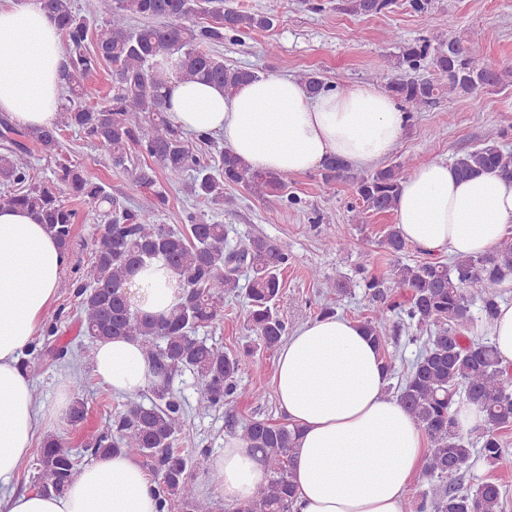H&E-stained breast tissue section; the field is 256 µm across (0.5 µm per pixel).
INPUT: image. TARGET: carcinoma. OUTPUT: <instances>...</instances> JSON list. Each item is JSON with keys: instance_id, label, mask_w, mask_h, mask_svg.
I'll use <instances>...</instances> for the list:
<instances>
[{"instance_id": "1", "label": "carcinoma", "mask_w": 512, "mask_h": 512, "mask_svg": "<svg viewBox=\"0 0 512 512\" xmlns=\"http://www.w3.org/2000/svg\"><path fill=\"white\" fill-rule=\"evenodd\" d=\"M67 43L62 65L65 95L54 127L26 129L6 115L0 116V206L28 208L69 250L77 212L64 196L80 198L102 212L104 223L93 237V261L79 286L80 325L90 343L83 357L94 358L96 343L129 339L155 347L151 362L160 382L146 404L126 398L123 409L108 421L90 445L94 456L127 453L148 468L156 483L159 512H212L196 475L209 470L208 456L186 457L176 448L185 418L184 403L169 387L173 376L191 372L198 380L197 409L207 413L224 405L238 388L239 361L206 339L196 336L222 318L224 296L240 292L238 272L245 268L246 319L262 344L273 349L288 334L279 311L282 276L289 255L278 243L254 237L238 249L226 245L224 225L201 212H184L185 230L161 222L166 196L154 189L156 171L170 184L185 183L188 194L211 206H224V187L239 186L263 197L284 194L286 173L251 170L225 148L217 161L206 164L195 152L197 144L212 137H189L168 118L159 87L157 57L177 58L182 80L220 84L226 88L258 78L249 68L224 63L218 52L224 38L273 26L281 0H267L265 11L254 13L224 6V0H98L91 17L77 14L71 0H44ZM394 0H338L336 9L350 15L385 12ZM111 64L112 96L95 103L97 88L89 76L101 63ZM400 64L412 71L431 67L432 80L394 78L388 91L411 111H420L450 90L469 96L497 87L512 77V67L491 57H476L461 37L450 35L437 44L420 39L403 47ZM308 92L317 95L332 84L317 72L302 75ZM82 134L112 165L128 169L133 149L149 163L135 165V182L149 193L133 207L112 196L107 186L83 169L61 158L60 131ZM54 159L51 177L33 181L35 154ZM453 165L461 176L488 171L512 177V151L492 143L458 155ZM322 180L353 179L358 207L363 212L387 213L394 209L404 178L399 165L385 166L362 177L334 159L322 166ZM377 246L393 257L387 278L363 279L365 295L378 304L375 315L363 321L368 336L384 349L390 331L387 313L408 326L430 333L421 354L397 388L396 398L416 419L430 443L423 478L435 491L416 492L419 512H500L502 491L489 480L466 488L462 475L470 460L493 462L503 453L501 432L512 429V370L494 343L475 342L470 335L477 322L490 323L499 305V288L512 277V242L492 251L457 257L451 262L421 261L405 264L400 255L407 242L397 225L389 224ZM162 261L183 282L181 302L167 315L155 317L131 309L126 288L143 265ZM406 289L403 297L392 292ZM480 303V316L471 306ZM60 315L44 317L43 343L30 350L57 359L66 355L56 346ZM466 402L483 414L477 440L463 432L453 406ZM86 403L76 397L68 421L77 426L85 419ZM300 429L289 423L273 424L252 418L240 437L261 453L268 472L266 484L233 512H293L296 487L292 455ZM31 468L34 487L47 495L66 492L79 473V457L53 436L45 438Z\"/></svg>"}]
</instances>
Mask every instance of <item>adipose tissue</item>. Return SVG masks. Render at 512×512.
<instances>
[{
	"label": "adipose tissue",
	"instance_id": "ef3b65f1",
	"mask_svg": "<svg viewBox=\"0 0 512 512\" xmlns=\"http://www.w3.org/2000/svg\"><path fill=\"white\" fill-rule=\"evenodd\" d=\"M60 30L42 0L0 4V112L27 128L49 127L62 103ZM168 113L183 132L215 134L250 169L300 174L330 157L366 166L388 156L409 121L381 88H334L310 96L298 79L270 75L227 89L176 78L161 59ZM406 242L436 255L497 248L512 231V180L487 172L459 177L447 161L405 176L394 208ZM67 253L37 216L0 208V484L29 456L37 431L69 407L61 389L51 409L36 408L19 367L55 300ZM182 294L179 276L156 261L131 279L133 310L163 314ZM93 372L113 395L140 393L155 378L137 341L98 342ZM280 408L300 429L292 460L294 512H402L423 458L415 418L388 394L389 372L360 322L317 317L282 343L272 377ZM227 506L246 501L268 473L241 438L224 441L213 462ZM154 484L129 454L101 456L65 494L32 490L10 497L6 512H157Z\"/></svg>",
	"mask_w": 512,
	"mask_h": 512
}]
</instances>
